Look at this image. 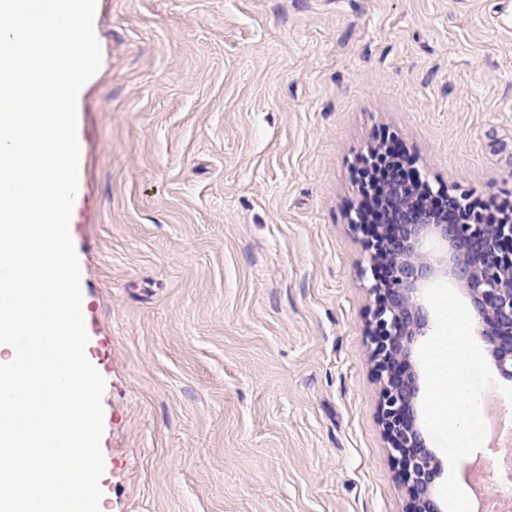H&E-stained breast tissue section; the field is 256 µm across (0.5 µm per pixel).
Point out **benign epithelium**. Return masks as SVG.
<instances>
[{
	"mask_svg": "<svg viewBox=\"0 0 512 512\" xmlns=\"http://www.w3.org/2000/svg\"><path fill=\"white\" fill-rule=\"evenodd\" d=\"M382 223L365 222L364 206L349 225L367 232L369 292L374 297L367 334L380 391V421L407 489L411 512H443L435 495L439 458L417 420L420 378L410 363L431 327L424 290L444 277L464 288L499 373L512 379V220L485 224L451 197L449 214L416 204L409 185L394 179L379 189Z\"/></svg>",
	"mask_w": 512,
	"mask_h": 512,
	"instance_id": "1",
	"label": "benign epithelium"
}]
</instances>
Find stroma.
Segmentation results:
<instances>
[{
	"instance_id": "35a3bbf8",
	"label": "stroma",
	"mask_w": 512,
	"mask_h": 512,
	"mask_svg": "<svg viewBox=\"0 0 512 512\" xmlns=\"http://www.w3.org/2000/svg\"><path fill=\"white\" fill-rule=\"evenodd\" d=\"M71 236L105 512H407L360 157L512 198V0H97Z\"/></svg>"
}]
</instances>
